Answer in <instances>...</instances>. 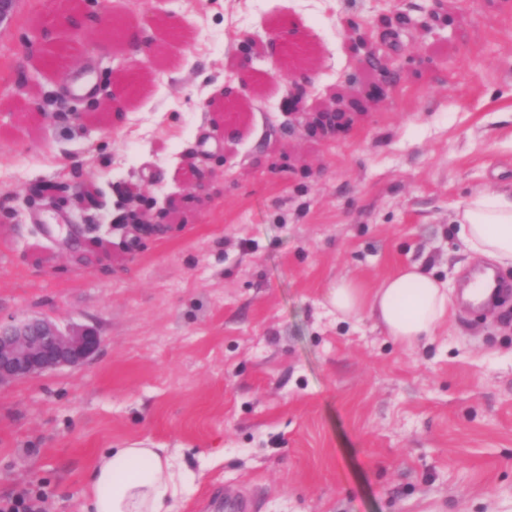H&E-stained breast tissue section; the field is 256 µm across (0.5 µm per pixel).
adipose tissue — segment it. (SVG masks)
<instances>
[{"mask_svg": "<svg viewBox=\"0 0 512 512\" xmlns=\"http://www.w3.org/2000/svg\"><path fill=\"white\" fill-rule=\"evenodd\" d=\"M470 258L512 268V189L487 187L459 204L452 218ZM329 301L339 319L374 316L386 333L413 348L448 316V285L419 266L402 268L378 288L341 281ZM197 476L182 455L138 443L101 450L84 490L83 512H175Z\"/></svg>", "mask_w": 512, "mask_h": 512, "instance_id": "ef3b65f1", "label": "adipose tissue"}]
</instances>
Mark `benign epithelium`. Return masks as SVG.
<instances>
[{
	"label": "benign epithelium",
	"instance_id": "benign-epithelium-1",
	"mask_svg": "<svg viewBox=\"0 0 512 512\" xmlns=\"http://www.w3.org/2000/svg\"><path fill=\"white\" fill-rule=\"evenodd\" d=\"M360 66L372 71L364 91L352 97H340L336 104L314 113L306 125L311 134H330L348 120L350 109L361 111L366 101L385 95L392 72L384 59L370 54ZM311 81L306 72L288 73V96L283 107L293 113L303 100L304 88ZM102 344L101 336L86 326L62 328L45 318H31L15 324H0V385L42 374L59 367H76L93 356Z\"/></svg>",
	"mask_w": 512,
	"mask_h": 512
}]
</instances>
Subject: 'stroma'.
<instances>
[{"instance_id":"stroma-1","label":"stroma","mask_w":512,"mask_h":512,"mask_svg":"<svg viewBox=\"0 0 512 512\" xmlns=\"http://www.w3.org/2000/svg\"><path fill=\"white\" fill-rule=\"evenodd\" d=\"M68 4L17 0L0 26V322L103 343L0 385V502L40 489L42 512H80L97 453L145 441L205 472L176 512H224L219 495L255 512H512V300L464 303L475 268L450 222L512 186V0H442L425 30L400 20L427 0H81L84 28ZM112 16L142 27L144 57L106 37ZM273 30L302 45L283 65L312 75L303 111L361 93L358 35L387 56L384 99L336 134L300 131ZM85 71L97 94L72 101ZM45 183L67 223L49 222ZM160 210L158 233L116 225ZM411 264L448 284L431 341L337 320L336 281Z\"/></svg>"}]
</instances>
